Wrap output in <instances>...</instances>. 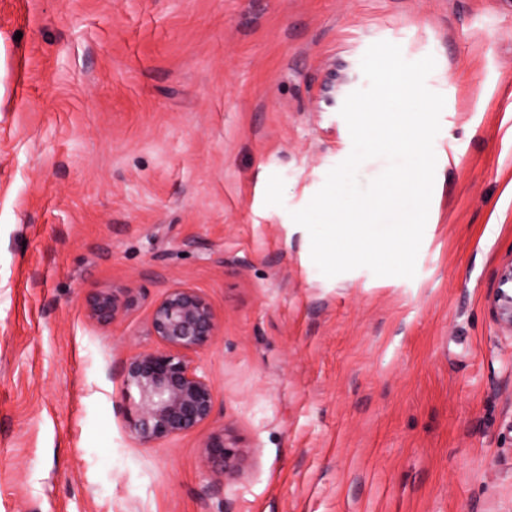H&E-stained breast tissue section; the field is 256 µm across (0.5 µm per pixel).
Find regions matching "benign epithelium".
Returning a JSON list of instances; mask_svg holds the SVG:
<instances>
[{
    "instance_id": "benign-epithelium-1",
    "label": "benign epithelium",
    "mask_w": 512,
    "mask_h": 512,
    "mask_svg": "<svg viewBox=\"0 0 512 512\" xmlns=\"http://www.w3.org/2000/svg\"><path fill=\"white\" fill-rule=\"evenodd\" d=\"M357 74L336 75L329 68L325 101L336 106V93L356 83ZM136 302L132 288L104 289L86 299L87 317L98 324L113 322ZM489 307L501 331L512 335V258L498 271V285ZM148 330L155 344L122 366L123 383L134 412L128 419L131 436L140 443L186 434L208 423L214 409V385L200 371L195 357L218 336L212 309L203 295L189 287L168 289L154 304ZM203 465L230 476L245 474L248 456L241 439L225 428L201 448Z\"/></svg>"
}]
</instances>
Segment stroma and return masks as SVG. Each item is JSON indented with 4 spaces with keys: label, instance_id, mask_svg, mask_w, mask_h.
Wrapping results in <instances>:
<instances>
[{
    "label": "stroma",
    "instance_id": "obj_1",
    "mask_svg": "<svg viewBox=\"0 0 512 512\" xmlns=\"http://www.w3.org/2000/svg\"><path fill=\"white\" fill-rule=\"evenodd\" d=\"M380 41L436 60L428 220L414 277L329 278L291 214L352 151L329 65ZM511 258L507 0H0V512H512ZM179 286L213 416L144 445L121 367ZM489 307L498 327L512 335V258L498 271V285L489 298ZM134 288L104 289L92 293L86 299L87 317L98 324L113 322L123 311L136 302ZM241 439L232 430L224 428L214 433L201 448L203 465L224 474L240 477L245 474L248 456Z\"/></svg>",
    "mask_w": 512,
    "mask_h": 512
}]
</instances>
